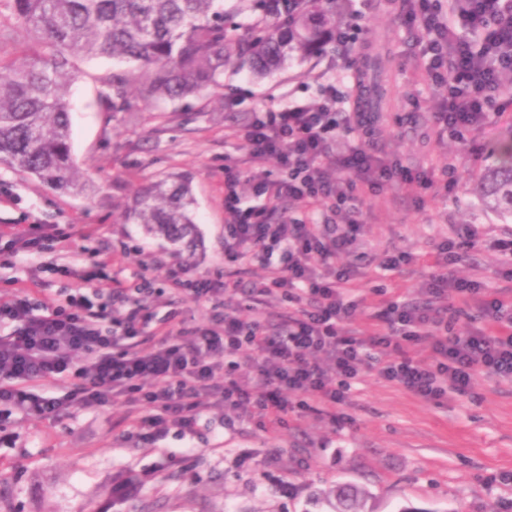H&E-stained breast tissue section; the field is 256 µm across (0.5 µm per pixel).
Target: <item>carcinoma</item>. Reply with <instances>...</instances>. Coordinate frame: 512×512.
I'll list each match as a JSON object with an SVG mask.
<instances>
[{"label":"carcinoma","instance_id":"cac0c4a2","mask_svg":"<svg viewBox=\"0 0 512 512\" xmlns=\"http://www.w3.org/2000/svg\"><path fill=\"white\" fill-rule=\"evenodd\" d=\"M219 0H0V165L48 189L91 196L71 151L68 85L91 57L125 67L96 78L98 111L114 120L141 107L183 99L220 85L224 66L256 73L291 58L318 56L334 43L336 0H305L251 35L224 22ZM369 62L354 75L367 111H379L381 86ZM473 193L502 221L512 219V123L499 135ZM195 199L189 181L167 177L141 188L119 223L192 247ZM333 512H362L365 491L339 484L325 492Z\"/></svg>","mask_w":512,"mask_h":512}]
</instances>
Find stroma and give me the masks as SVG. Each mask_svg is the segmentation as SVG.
<instances>
[{
    "mask_svg": "<svg viewBox=\"0 0 512 512\" xmlns=\"http://www.w3.org/2000/svg\"><path fill=\"white\" fill-rule=\"evenodd\" d=\"M360 17L343 10L355 32L348 50L329 46L317 58L294 59L259 77L229 65L221 90L131 112L106 120L96 104L98 76L111 70L106 59L79 62L71 84L72 153L97 192L92 198L64 195L0 165V235L29 224H82L90 233L70 264L85 270L105 264L94 281L101 305H109L110 276L142 275L159 296L155 321L179 310L194 321L210 314L205 301L166 292V264L179 261L194 274H224V157L244 161L239 133L255 112L281 98L317 104L333 84L355 96L352 76L365 60H375L387 95L372 147L417 170L441 174L455 165L458 182L450 192L430 197L417 184L396 181L378 195L365 196L368 227L364 251L369 263L355 284L352 300L375 304L369 288L420 296L432 273L436 247L472 228L477 245L456 266L459 277L502 284L503 262L512 255V223L483 210L469 180L497 142L502 121L512 119V88L503 89L502 120L466 140L437 138L432 114L446 96L416 64L413 38L403 24L407 0H359ZM223 106H216V94ZM170 173H186L196 198L197 241L193 248L147 234L138 224H117L113 209L141 185ZM410 254L396 271L380 270L389 249ZM60 258L0 253V297L40 286L51 292L81 287L76 278L54 275ZM337 423L306 415L287 427L242 414L222 435L204 433L194 442L177 434L152 445L125 440L126 406L113 400L100 408L73 410L61 419L24 417L0 405V512H100L119 476H139L128 512H329L328 488L364 487L366 512H512V383L477 375L471 395L425 401L366 371L353 383L349 402L338 407Z\"/></svg>",
    "mask_w": 512,
    "mask_h": 512,
    "instance_id": "stroma-1",
    "label": "stroma"
}]
</instances>
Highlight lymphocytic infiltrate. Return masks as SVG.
<instances>
[{"label":"lymphocytic infiltrate","mask_w":512,"mask_h":512,"mask_svg":"<svg viewBox=\"0 0 512 512\" xmlns=\"http://www.w3.org/2000/svg\"><path fill=\"white\" fill-rule=\"evenodd\" d=\"M410 4L408 21L421 33L424 70L448 89L437 131L465 138L502 113V78L512 71V0ZM337 98L331 86L314 107L283 100L245 127L252 163L275 160L284 174L260 182L261 204H242L241 171L233 162L224 165V262L265 265L261 281L231 284L171 265L172 295L212 304L201 323L177 311L153 323L150 284L131 288L119 276L112 279L107 310L81 288L0 299V404L25 417L48 418L120 398L129 408L130 437L156 442L173 427L184 438L209 427L204 396L225 411L246 408L279 426L295 410L335 418L352 380L371 366L427 401L467 395L480 373L512 383V290L452 274L460 254L473 246L472 233L439 245L436 271L423 285L425 303L382 300L368 313L373 330L351 327L357 305L348 286L364 258L363 194L398 175L426 191L435 181L362 146L337 155L343 134L372 137L376 122L371 112L337 111ZM333 158L339 174L332 178L326 167ZM287 201L293 210H284ZM85 237L73 224H31L5 247L14 254H68ZM272 301L280 308L276 321L239 313L240 303L255 308ZM466 307L483 328L455 330ZM246 349L260 357L251 374L243 373L238 358ZM47 380L62 388L61 396L46 395L41 384Z\"/></svg>","instance_id":"1"}]
</instances>
